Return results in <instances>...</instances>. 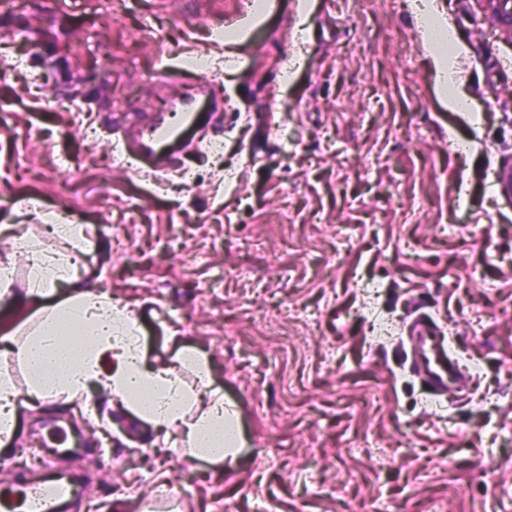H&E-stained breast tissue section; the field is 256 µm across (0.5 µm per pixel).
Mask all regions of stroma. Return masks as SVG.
I'll use <instances>...</instances> for the list:
<instances>
[{
    "label": "stroma",
    "mask_w": 512,
    "mask_h": 512,
    "mask_svg": "<svg viewBox=\"0 0 512 512\" xmlns=\"http://www.w3.org/2000/svg\"><path fill=\"white\" fill-rule=\"evenodd\" d=\"M437 6L467 112L442 104L402 0H285L231 45L240 0L0 10V225L41 236L33 199L94 231L79 279L129 304L151 356L171 360L175 332L206 354L245 440L213 465L153 447L106 394L92 415L23 411L27 436L85 428L67 467L106 512L146 506L161 484L182 512H336L341 498L352 512H512V195L498 184L512 169V39L476 0ZM201 54L223 66L217 101L236 105L205 130L223 159L184 150L171 171L195 179L168 186L109 163L114 113L131 124L183 94ZM57 94L92 110L102 140L49 106ZM374 310L401 332L372 341ZM422 316L478 363L483 401L428 402L403 330ZM270 318L288 338L279 364L274 339L251 333Z\"/></svg>",
    "instance_id": "35a3bbf8"
}]
</instances>
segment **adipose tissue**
Here are the masks:
<instances>
[{
  "instance_id": "obj_1",
  "label": "adipose tissue",
  "mask_w": 512,
  "mask_h": 512,
  "mask_svg": "<svg viewBox=\"0 0 512 512\" xmlns=\"http://www.w3.org/2000/svg\"><path fill=\"white\" fill-rule=\"evenodd\" d=\"M416 17L443 100L449 111H462L457 40L433 0H422ZM20 266L21 289L15 286ZM62 281L71 288L65 297L57 288ZM0 301L28 315L22 328L0 332V347L13 354L27 379L22 393L9 372L0 373V436H14L19 406L81 401L97 390L195 459L219 465L240 452L237 412L213 387L207 356L182 345L172 361H150L135 313L110 292L72 278L65 254L46 251L29 237H13L0 250ZM182 365L195 370L200 388L186 385L178 371Z\"/></svg>"
}]
</instances>
